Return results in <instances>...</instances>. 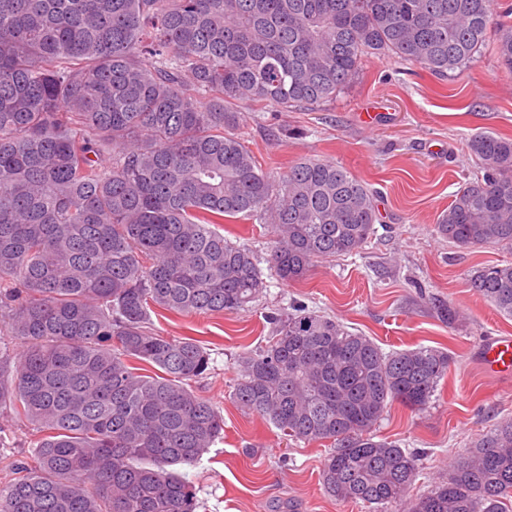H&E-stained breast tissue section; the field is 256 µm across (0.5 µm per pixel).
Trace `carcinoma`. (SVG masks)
Here are the masks:
<instances>
[{
  "instance_id": "carcinoma-1",
  "label": "carcinoma",
  "mask_w": 512,
  "mask_h": 512,
  "mask_svg": "<svg viewBox=\"0 0 512 512\" xmlns=\"http://www.w3.org/2000/svg\"><path fill=\"white\" fill-rule=\"evenodd\" d=\"M494 25L512 72L494 0H0V416L37 436L0 512H196L181 469L224 431L189 388L210 353L153 332L149 309L259 298L253 251L212 228L226 218L271 225L267 263L289 281L361 249L377 220L374 195L334 162L271 179L232 106H321L371 57L446 77ZM468 149L482 176L437 229L463 248L512 247V138L476 133ZM469 287L512 316L511 265L474 270ZM272 321L232 397L295 441L333 444L330 496L375 512H512V419L417 498L421 454L373 434L392 403L428 406L448 353L386 354L305 308Z\"/></svg>"
}]
</instances>
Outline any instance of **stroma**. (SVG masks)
<instances>
[{
  "label": "stroma",
  "mask_w": 512,
  "mask_h": 512,
  "mask_svg": "<svg viewBox=\"0 0 512 512\" xmlns=\"http://www.w3.org/2000/svg\"><path fill=\"white\" fill-rule=\"evenodd\" d=\"M236 110L237 132L265 172L277 178L300 160L336 162L375 191L378 220L357 252L316 261L295 282L267 276L248 309L192 316L151 311L160 335L193 338L211 354L210 371L195 387L223 415L224 438L186 469L197 512H371L325 492L320 474L329 443L287 439L232 398L239 356L266 345L273 316L298 306L370 337L386 353L418 346L448 351V373L431 404L415 412L393 403L375 430L378 438L423 452L412 492L424 494L453 461L512 419V381L490 376L480 361L487 340L512 336V318L468 285L476 268L512 265V248L466 249L437 231L456 191L480 174L469 137H512V73L499 66L489 40L465 68L444 78L371 58L333 103L285 112L240 103ZM218 230L262 261L275 240L272 226L254 218H228ZM437 301L459 311L460 321L438 317ZM33 451L23 424L1 431L0 483L13 461Z\"/></svg>",
  "instance_id": "1"
}]
</instances>
